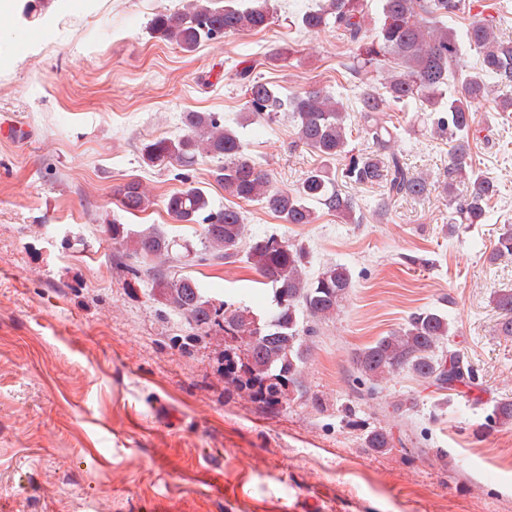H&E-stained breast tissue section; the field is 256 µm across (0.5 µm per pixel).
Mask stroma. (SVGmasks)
Listing matches in <instances>:
<instances>
[{"mask_svg": "<svg viewBox=\"0 0 512 512\" xmlns=\"http://www.w3.org/2000/svg\"><path fill=\"white\" fill-rule=\"evenodd\" d=\"M316 0H271L260 33L187 53L153 39L155 15L182 0H44L35 17L0 26V507L5 512H512V425L493 416L512 400V336L492 297L512 289V259L489 262L512 226V112L472 103L476 169L499 192L487 223L446 231L441 190L400 199L380 217L376 186L342 184L362 215L286 224L242 206L249 235L309 248L314 268L346 266L341 315L309 337L303 388L261 411L224 383V333L187 343L191 329L116 267L105 226L170 229L165 199L177 167L146 166L145 144L182 135L183 113L215 112L239 128L276 186L295 187L318 159L295 143L289 115L242 125L236 69L285 95L323 89L355 112L352 54L331 29L295 26ZM487 15L512 37V0H461L448 25ZM290 45L288 60H271ZM396 148L413 172L442 177L450 144L426 113ZM140 179L155 203L131 215L113 189ZM210 296L261 310L245 258L180 265ZM427 307L447 309L451 349L473 371L448 391L399 371L370 390L356 352ZM385 430L389 448L365 445ZM222 476L221 492L202 486Z\"/></svg>", "mask_w": 512, "mask_h": 512, "instance_id": "stroma-1", "label": "stroma"}]
</instances>
